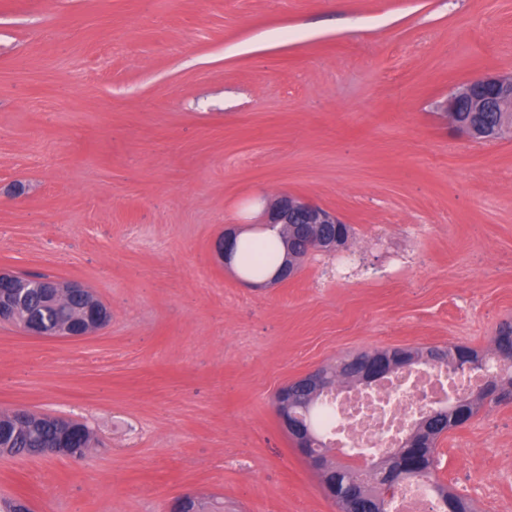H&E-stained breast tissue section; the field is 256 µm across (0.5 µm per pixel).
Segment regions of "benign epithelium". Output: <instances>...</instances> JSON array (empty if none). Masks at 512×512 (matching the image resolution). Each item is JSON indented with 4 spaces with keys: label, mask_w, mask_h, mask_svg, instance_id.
I'll use <instances>...</instances> for the list:
<instances>
[{
    "label": "benign epithelium",
    "mask_w": 512,
    "mask_h": 512,
    "mask_svg": "<svg viewBox=\"0 0 512 512\" xmlns=\"http://www.w3.org/2000/svg\"><path fill=\"white\" fill-rule=\"evenodd\" d=\"M437 109L448 118V123L462 138L470 141L490 143L498 139L504 132L512 129V76L487 74L471 79L455 88L444 100L437 104ZM338 215L320 205L290 194H284L269 203L262 213V227H280V231L288 230V225H300L299 236L284 238V257L273 275L265 283L273 285L294 278L300 270V260L311 252L334 254L343 249L336 234L323 235L317 228L324 224H340ZM237 234L231 230L216 242L215 252L219 260L228 267L235 256ZM48 305L59 308L74 298L86 301L81 314L76 318L62 316L54 322H43L39 316H26L18 321V313L26 309L32 293ZM111 319L110 312L98 299L94 298L83 285L68 280L24 278L13 271L0 269V324L21 323L23 331L31 336L81 339L91 336L102 329ZM391 349H382L376 353L378 364L363 368L356 380V387L369 388L385 379L397 369L390 361ZM498 370L489 369L488 361L477 362L482 371L486 372V387L478 392L486 394L485 401L493 402L501 395H507L506 404H512V387L500 386L509 380L508 365L512 360L502 355L497 356ZM464 365L469 369L475 366ZM287 383L278 389L275 401L277 416L293 441L295 447L304 452L308 465L320 474L331 471L327 465V457L316 448V433L306 421V415L298 414L289 409L291 401L290 387ZM16 417L22 421L49 418L56 424V439L51 456L77 460L79 456L68 452L70 441L77 429L85 422L69 417L45 415L28 410L19 411ZM199 497L186 494L172 506L170 512H199Z\"/></svg>",
    "instance_id": "benign-epithelium-1"
}]
</instances>
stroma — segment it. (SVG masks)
<instances>
[{"label": "stroma", "instance_id": "35a3bbf8", "mask_svg": "<svg viewBox=\"0 0 512 512\" xmlns=\"http://www.w3.org/2000/svg\"><path fill=\"white\" fill-rule=\"evenodd\" d=\"M512 74V0H0V268L88 288L79 340L0 324V412L82 419L85 457L0 458L33 512H336L273 397L338 358L512 322V133L438 101ZM290 193L351 228L256 287L214 252ZM434 476L512 512V405L438 441ZM494 486L493 496L475 486Z\"/></svg>", "mask_w": 512, "mask_h": 512}]
</instances>
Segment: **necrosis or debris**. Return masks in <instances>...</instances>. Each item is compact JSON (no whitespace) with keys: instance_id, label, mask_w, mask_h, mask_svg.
<instances>
[{"instance_id":"1","label":"necrosis or debris","mask_w":512,"mask_h":512,"mask_svg":"<svg viewBox=\"0 0 512 512\" xmlns=\"http://www.w3.org/2000/svg\"><path fill=\"white\" fill-rule=\"evenodd\" d=\"M484 381L480 372L452 373L436 366L399 373L379 390L336 388L326 396L319 414L325 441L333 453L366 471L374 454L402 439L420 410L450 397L470 395ZM390 512H438L428 479L396 486Z\"/></svg>"}]
</instances>
